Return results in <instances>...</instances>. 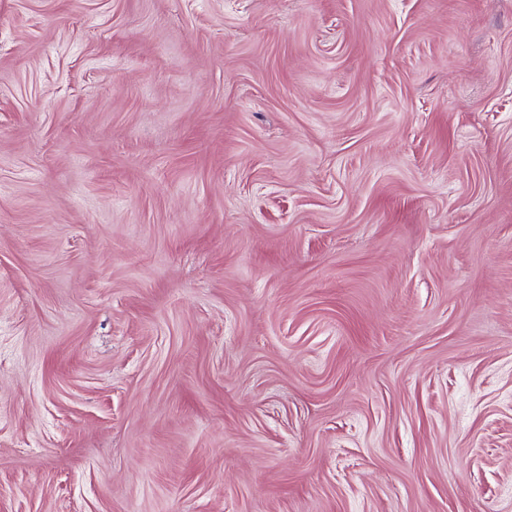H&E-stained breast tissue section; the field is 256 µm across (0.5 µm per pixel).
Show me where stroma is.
<instances>
[{"mask_svg": "<svg viewBox=\"0 0 512 512\" xmlns=\"http://www.w3.org/2000/svg\"><path fill=\"white\" fill-rule=\"evenodd\" d=\"M0 512H512V0H0Z\"/></svg>", "mask_w": 512, "mask_h": 512, "instance_id": "35a3bbf8", "label": "stroma"}]
</instances>
